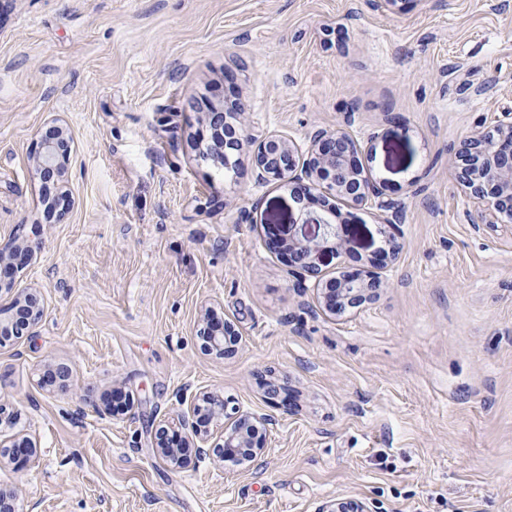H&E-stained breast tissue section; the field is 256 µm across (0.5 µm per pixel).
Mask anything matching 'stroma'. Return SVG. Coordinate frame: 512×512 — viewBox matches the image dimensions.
I'll use <instances>...</instances> for the list:
<instances>
[{"label": "stroma", "mask_w": 512, "mask_h": 512, "mask_svg": "<svg viewBox=\"0 0 512 512\" xmlns=\"http://www.w3.org/2000/svg\"><path fill=\"white\" fill-rule=\"evenodd\" d=\"M236 107L256 143L358 142L391 207L332 198L349 250L321 269L367 271L392 220L378 299L332 315L299 287L274 242L320 233L302 185L204 155L201 115ZM508 112L512 0H0V237L44 243L0 310L22 288L45 307L0 344V436L36 445L0 488L20 512H512V224L482 223L450 154ZM57 124L50 220L32 157ZM206 307L237 331L225 355ZM207 392L266 417L263 466L156 454ZM219 319L217 317V313L210 307L204 309V312L200 317V328L199 335L204 336L206 338L207 351L216 353L218 355H224V341L226 342V337L224 336V328L229 329L235 334L234 329L228 324V322H222L218 324Z\"/></svg>", "instance_id": "1"}]
</instances>
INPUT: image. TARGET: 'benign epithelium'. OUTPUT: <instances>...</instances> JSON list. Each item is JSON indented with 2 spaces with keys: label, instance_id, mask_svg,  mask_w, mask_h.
<instances>
[{
  "label": "benign epithelium",
  "instance_id": "obj_1",
  "mask_svg": "<svg viewBox=\"0 0 512 512\" xmlns=\"http://www.w3.org/2000/svg\"><path fill=\"white\" fill-rule=\"evenodd\" d=\"M224 117L226 113L214 111L205 113L201 121L212 130L213 156L224 167V173L237 172L239 159L234 157L248 144V137L240 134L224 140ZM55 133L42 140L33 157L36 168L43 179L64 182L70 156V136L65 127L56 125ZM358 143L346 133L328 134L318 131L308 148L304 161H299L298 150L286 139L271 138L261 142L254 152V163L263 178L304 183L306 195L320 200L328 195L349 198L356 205L378 201L384 209L390 203L382 200V186L363 175L353 158L358 153ZM455 158V175L458 183L473 201L484 207L492 216L491 223H512V121H502L491 129H483L462 140L452 149ZM304 223L315 224L322 229L321 238L304 239L296 236L283 238L278 248L285 252L288 266L301 278V287L310 286L321 292L328 310L335 315L359 308L379 295L386 287L385 280L375 273L369 275L345 274L338 278L323 280L317 260L319 253L330 246L334 250L344 247L342 220L334 209L308 211ZM42 242L22 241L15 233L0 243V274L13 275L19 268L30 262L41 251ZM13 306L22 315V328H35L44 315V307L34 292L23 291L14 299ZM228 322H219L217 313L210 307L200 317L199 335L206 338L207 351L224 354V329ZM204 406L193 407L197 420L183 415L175 425L185 431L184 443L176 446L167 442L168 430L155 432L153 445L156 453L173 468L184 464L183 448H196L199 456L219 461L224 454L236 449L247 448L249 454L244 460L247 466H258L265 448L250 443L247 428L261 422V418L242 413L234 417L229 429L224 431L220 443L210 442L208 426L213 420L228 417V406L224 397L216 393L203 394ZM0 442V456L12 455L21 460L34 447L32 441L23 437L13 440L10 449L3 452Z\"/></svg>",
  "mask_w": 512,
  "mask_h": 512
}]
</instances>
